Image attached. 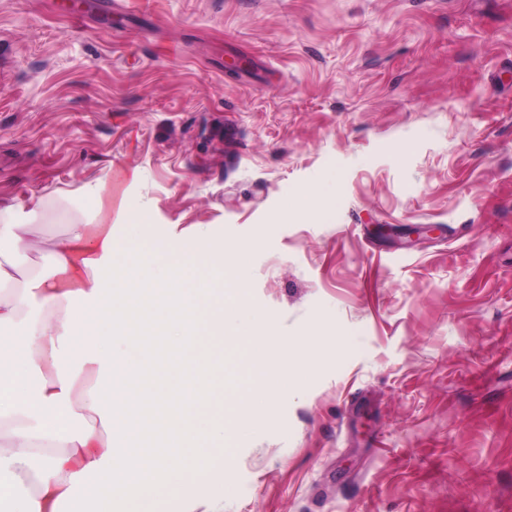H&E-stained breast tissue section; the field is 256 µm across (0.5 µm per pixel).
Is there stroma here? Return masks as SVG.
Wrapping results in <instances>:
<instances>
[{"label": "stroma", "instance_id": "1", "mask_svg": "<svg viewBox=\"0 0 512 512\" xmlns=\"http://www.w3.org/2000/svg\"><path fill=\"white\" fill-rule=\"evenodd\" d=\"M5 204L246 251L212 402L258 390L242 330L310 351L129 512H512V0H0Z\"/></svg>", "mask_w": 512, "mask_h": 512}]
</instances>
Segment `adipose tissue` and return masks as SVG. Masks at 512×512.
Returning <instances> with one entry per match:
<instances>
[{
    "instance_id": "1",
    "label": "adipose tissue",
    "mask_w": 512,
    "mask_h": 512,
    "mask_svg": "<svg viewBox=\"0 0 512 512\" xmlns=\"http://www.w3.org/2000/svg\"><path fill=\"white\" fill-rule=\"evenodd\" d=\"M119 248L111 233L72 225L52 243L48 271L0 300V512H61L71 499L78 512H124L177 482L193 437L207 434L222 452L223 417L243 411L210 406L202 380L212 361L205 345L223 341L228 299L244 294L245 259L225 269L223 250L186 238L158 248L174 263L161 277L144 256L117 263ZM200 265L226 272V291L188 285L186 271ZM144 324L164 329L159 344L140 343ZM250 343L249 370L266 393L303 383L305 369L273 359L262 337ZM129 421L132 461L113 446ZM146 435L163 437V451L141 452Z\"/></svg>"
}]
</instances>
